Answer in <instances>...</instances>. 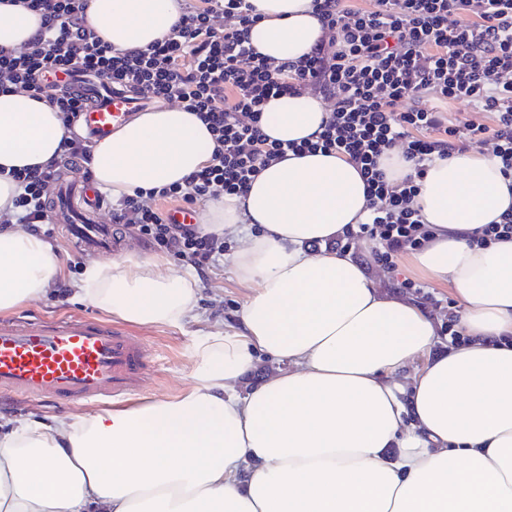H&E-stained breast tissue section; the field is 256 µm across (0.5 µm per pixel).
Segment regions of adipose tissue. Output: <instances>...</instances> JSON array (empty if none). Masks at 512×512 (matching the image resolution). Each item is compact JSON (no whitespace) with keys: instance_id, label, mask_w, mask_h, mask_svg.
Segmentation results:
<instances>
[{"instance_id":"adipose-tissue-1","label":"adipose tissue","mask_w":512,"mask_h":512,"mask_svg":"<svg viewBox=\"0 0 512 512\" xmlns=\"http://www.w3.org/2000/svg\"><path fill=\"white\" fill-rule=\"evenodd\" d=\"M246 33L284 62L323 35L311 0H250ZM88 22L118 50L160 40L183 0H86ZM39 18L0 4V48H21ZM327 112L308 93L271 99L263 134L315 139ZM66 130L46 100L0 92V211L17 196L8 169L47 163ZM213 149L193 113L144 112L92 148L95 181L113 197L183 184ZM432 239L414 256L458 300L469 344L437 350L421 305L383 295L371 273L329 244L368 215L353 162L319 152L264 168L247 193L209 205L206 232L258 226L227 262L249 295L237 324L193 349L192 388L178 398L0 430V512H512V239L470 233L512 211V179L490 153L427 166L415 199ZM61 270L41 237L0 231V313L43 298ZM78 295L139 326H177L198 279L162 257L89 263ZM286 371L240 392L256 354ZM419 362L412 389L391 375ZM411 428H404V417Z\"/></svg>"}]
</instances>
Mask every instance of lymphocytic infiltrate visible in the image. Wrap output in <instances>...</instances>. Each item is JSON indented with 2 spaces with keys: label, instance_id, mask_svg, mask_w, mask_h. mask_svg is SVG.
<instances>
[{
  "label": "lymphocytic infiltrate",
  "instance_id": "lymphocytic-infiltrate-1",
  "mask_svg": "<svg viewBox=\"0 0 512 512\" xmlns=\"http://www.w3.org/2000/svg\"><path fill=\"white\" fill-rule=\"evenodd\" d=\"M313 0L324 36L302 58L281 64L248 46L256 23L249 0H194L161 40L131 51L104 42L80 0H24L41 16L23 51L0 50V90L47 98L65 125L84 108L73 93L47 95L44 84L80 72L116 90L177 103L210 128L214 147L185 186L155 188L110 202L112 221L154 247L205 270L224 251V238L171 213L198 201L243 194L251 180L287 153H338L355 162L369 193L370 215L346 229L336 250L361 236L375 242L374 263L395 272L405 252L421 249L432 231L413 200L429 162L490 145L512 177V0ZM311 92L329 104L316 140L276 142L260 129L274 97ZM465 100L488 120H449L442 107ZM401 147L413 172L390 183L381 155ZM20 193L0 224L41 233L59 180L46 164L13 172Z\"/></svg>",
  "mask_w": 512,
  "mask_h": 512
}]
</instances>
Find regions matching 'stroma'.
<instances>
[{"mask_svg": "<svg viewBox=\"0 0 512 512\" xmlns=\"http://www.w3.org/2000/svg\"><path fill=\"white\" fill-rule=\"evenodd\" d=\"M375 244L364 238L355 237L350 241L349 255L365 264L377 278L382 292L398 296V279L408 277L422 286L421 292L410 293L409 301L423 304L434 317L436 326H443L448 320V301L452 293L448 287L429 280L413 268L410 256H403L397 273H389L370 261ZM248 295L246 288L235 279L230 267L224 261H216L200 279V289L195 309L178 326L128 325L129 333L143 339L149 350L148 383L139 397L145 401L168 400L179 396L192 383V347L197 336L224 326H233L236 316ZM23 316L65 317L85 315L103 318V311L82 301L75 295L58 299L55 293H48L38 302L19 310ZM81 405L63 406L41 400H22L18 396L0 390V422L19 419L30 412L44 417L66 416L81 412Z\"/></svg>", "mask_w": 512, "mask_h": 512, "instance_id": "1", "label": "stroma"}]
</instances>
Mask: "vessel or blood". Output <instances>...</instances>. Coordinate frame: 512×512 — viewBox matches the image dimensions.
<instances>
[{
    "mask_svg": "<svg viewBox=\"0 0 512 512\" xmlns=\"http://www.w3.org/2000/svg\"><path fill=\"white\" fill-rule=\"evenodd\" d=\"M63 83L85 101L80 132L91 140L111 135L150 106L143 97L79 74ZM49 214L81 250L111 257L127 248L89 178L62 175ZM147 363L137 337L86 317L0 321V389L28 398L73 403L128 396L141 390Z\"/></svg>",
    "mask_w": 512,
    "mask_h": 512,
    "instance_id": "obj_1",
    "label": "vessel or blood"
}]
</instances>
